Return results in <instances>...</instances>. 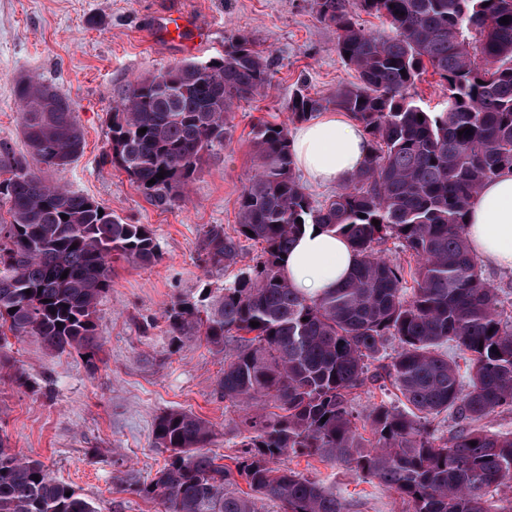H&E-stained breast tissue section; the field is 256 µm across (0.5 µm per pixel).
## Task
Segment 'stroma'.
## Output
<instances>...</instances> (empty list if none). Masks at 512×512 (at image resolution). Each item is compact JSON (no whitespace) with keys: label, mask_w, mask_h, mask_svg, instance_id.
Wrapping results in <instances>:
<instances>
[{"label":"stroma","mask_w":512,"mask_h":512,"mask_svg":"<svg viewBox=\"0 0 512 512\" xmlns=\"http://www.w3.org/2000/svg\"><path fill=\"white\" fill-rule=\"evenodd\" d=\"M174 8L197 22L196 49L149 42L158 12ZM235 35L269 54L270 81L235 104L230 140L205 157L184 200L156 207L123 171L103 164L109 115L130 83L186 60L219 57ZM354 76L336 51L335 28L320 20L313 0H0V141L24 149L19 80L35 77L56 87L77 111L84 148L49 180L147 226L159 248L151 265L113 263L112 286L97 312L104 346L95 365L76 351L51 352L32 337L9 338L6 350L23 380L0 374L1 438L102 512H161L159 501L118 492L114 478L129 470L147 480L163 466L152 426L168 410L210 421L216 435L209 450L224 463L241 455V434L255 407L218 395L222 357L197 339L172 341L164 312L177 299L232 284L261 255L260 244L241 240L237 263L217 271L205 265L201 250L207 225L231 233L238 224V198L256 169L253 127L288 125L296 89L327 98ZM285 464L335 487L351 512H409L397 493L351 469L305 456Z\"/></svg>","instance_id":"obj_1"}]
</instances>
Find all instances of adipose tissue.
<instances>
[{
    "label": "adipose tissue",
    "instance_id": "ef3b65f1",
    "mask_svg": "<svg viewBox=\"0 0 512 512\" xmlns=\"http://www.w3.org/2000/svg\"><path fill=\"white\" fill-rule=\"evenodd\" d=\"M297 169L310 181L346 185L371 154L362 127L340 112L297 126L291 135ZM465 236L483 262L512 272V170L484 184L470 203ZM356 262L348 241L328 228L306 225L282 262L292 288L314 296L340 287Z\"/></svg>",
    "mask_w": 512,
    "mask_h": 512
}]
</instances>
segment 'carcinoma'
Segmentation results:
<instances>
[{
  "label": "carcinoma",
  "mask_w": 512,
  "mask_h": 512,
  "mask_svg": "<svg viewBox=\"0 0 512 512\" xmlns=\"http://www.w3.org/2000/svg\"><path fill=\"white\" fill-rule=\"evenodd\" d=\"M314 5L336 29V51L355 82L327 99L297 89L291 121L328 107L346 112L370 138L371 155L319 202L296 175L288 128L253 130L258 173L240 195L236 235L210 224L203 251L217 270L237 262L242 237L261 243L262 255L232 285L179 300L165 313L172 339L199 338L224 355L220 397L258 408L241 441L245 451L232 466L217 463L204 451L212 425L170 410L153 427L154 446L169 452L163 467L148 482L121 477V491L155 499L163 512H261L265 499L281 512H349L335 491L281 466L298 455L378 480L411 512H512L511 498L499 507L487 499L512 489V432L477 426L512 408V328L464 236L474 194L512 168V20L499 22L512 17V0ZM362 12L388 20L392 34L366 32ZM270 67V57L236 36L218 58L135 81L110 115L103 163L122 169L153 205H174L204 158L224 149L235 103L265 87ZM429 71L448 90L439 115L409 95ZM16 94L26 151L0 142V204L10 217L0 218V349L10 336L34 337L58 353L83 349L91 363L103 351L96 317L112 286L109 260L150 264L159 258L157 244L145 225L43 176L65 171L82 152L76 110L41 81L17 82ZM310 223L345 237L356 256L346 283L317 297L297 294L280 265ZM390 239L420 260L410 288L400 267L380 256ZM391 339L399 350L377 364ZM450 341L470 355L466 385L442 350ZM382 376L407 409L373 406L363 419L372 435L366 439L350 395ZM443 412L458 426L449 443L431 429ZM241 480L250 492L240 490ZM0 512L101 508L0 439Z\"/></svg>",
  "instance_id": "1"
}]
</instances>
